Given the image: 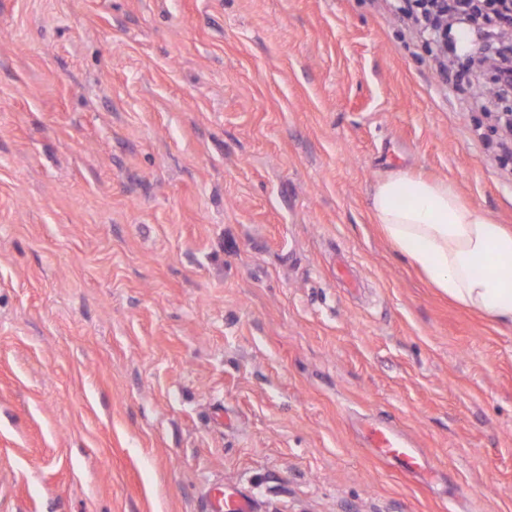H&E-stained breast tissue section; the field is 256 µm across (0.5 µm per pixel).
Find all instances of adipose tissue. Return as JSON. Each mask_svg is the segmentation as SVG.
Returning <instances> with one entry per match:
<instances>
[{
    "label": "adipose tissue",
    "mask_w": 512,
    "mask_h": 512,
    "mask_svg": "<svg viewBox=\"0 0 512 512\" xmlns=\"http://www.w3.org/2000/svg\"><path fill=\"white\" fill-rule=\"evenodd\" d=\"M370 208L386 240L433 287L512 327V229L451 185L403 171L376 182Z\"/></svg>",
    "instance_id": "obj_1"
}]
</instances>
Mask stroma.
I'll list each match as a JSON object with an SVG mask.
<instances>
[{
    "label": "stroma",
    "instance_id": "1",
    "mask_svg": "<svg viewBox=\"0 0 512 512\" xmlns=\"http://www.w3.org/2000/svg\"><path fill=\"white\" fill-rule=\"evenodd\" d=\"M464 95L388 0H0V512H512V328L369 208L512 226ZM368 440L383 457L396 461L406 471H417L423 467L418 449L388 427L371 429ZM251 507L250 497L235 489H216L207 501L208 512H251Z\"/></svg>",
    "mask_w": 512,
    "mask_h": 512
}]
</instances>
